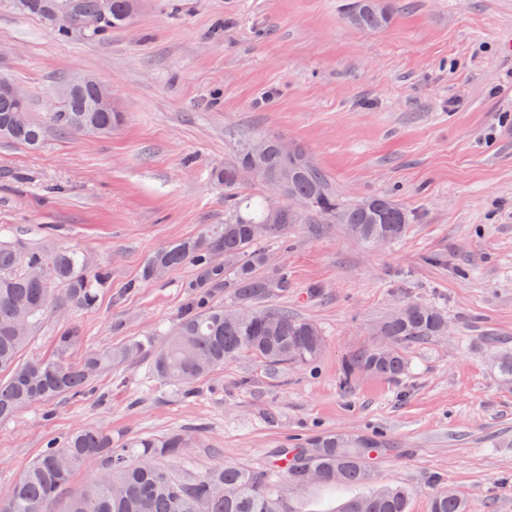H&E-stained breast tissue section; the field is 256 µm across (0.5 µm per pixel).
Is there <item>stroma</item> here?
<instances>
[{"instance_id": "1", "label": "stroma", "mask_w": 512, "mask_h": 512, "mask_svg": "<svg viewBox=\"0 0 512 512\" xmlns=\"http://www.w3.org/2000/svg\"><path fill=\"white\" fill-rule=\"evenodd\" d=\"M345 2L143 0L129 26L93 38L0 0V77L31 119L46 122L77 74L107 85L120 112L106 135L49 126L36 150L0 141V237L76 249L112 271L93 307L49 311L23 359L53 354L68 327L81 336L74 361L165 336L194 268L149 281L142 269L223 223L214 172L243 138L303 148L343 203L387 194L413 216L401 239L367 248L338 224L308 233L318 218L306 213L272 247L291 281L273 304L326 337L312 365L241 356L188 397L146 379L147 358L114 365L86 396L0 423V490L79 427L118 443L191 435L197 472L259 470L291 439L331 430L396 442L373 471L379 486L412 489L410 512H431L440 488L475 512H512V385L485 346L496 336L512 347V0H382L391 20L378 32L348 25ZM412 301L444 307L447 337L411 350L400 381L364 374L342 390L345 358ZM492 435L509 447H491Z\"/></svg>"}]
</instances>
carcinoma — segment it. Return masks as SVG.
<instances>
[{
    "label": "carcinoma",
    "instance_id": "carcinoma-1",
    "mask_svg": "<svg viewBox=\"0 0 512 512\" xmlns=\"http://www.w3.org/2000/svg\"><path fill=\"white\" fill-rule=\"evenodd\" d=\"M101 0H74L75 17L56 13L59 27L67 32L85 30L101 35L110 27L129 24L134 15L132 0H111L107 21L86 28L80 19L97 11ZM347 18L361 30L387 26L390 12L379 0H354ZM96 87L88 86L64 100L62 111L52 114L55 127L66 131L110 133L119 121L117 112L88 111ZM18 104L0 97V140L38 147L44 128L31 120L14 123ZM261 155L246 142L224 170L216 173L224 188L239 184L238 172L255 168V175L278 190L285 200L282 229L267 235L257 232L265 220L268 200L263 196H229L224 223L206 225L193 239L167 245L148 260L142 277L155 278L171 269L191 264L196 270L192 285L196 294L182 312L176 327L163 342L131 340L118 347L87 353L79 362L68 357L77 344V330L68 328L56 340V354L49 358L21 360V352L43 314L90 307L97 289L111 281L108 266L94 263L80 251L21 250L0 241V422L13 420L26 407L47 403L62 395L82 397L95 377L114 363L148 355L149 370L159 382L183 394L195 384L242 354H250L271 366H307L317 361L326 347L321 328L286 309L264 306L273 295L288 291V270L270 273L269 246L283 243L297 223L299 212L291 201H306V211L334 219L351 238L372 246L385 237L398 240L410 224L409 212L384 195L352 206H342L324 173L304 150L293 159L281 150L282 139L266 137ZM224 254L226 265L213 267V256ZM220 288L232 289L231 304L250 306L256 317L232 321L224 308L208 305V297ZM448 333V317L437 307L407 303L374 331L378 343L358 350L343 362L340 387L350 388L354 379L370 373L399 378L407 369L406 353ZM493 362L503 380L512 382V349L496 350ZM190 438L173 432L162 436H136L121 448L112 446V435L96 428L76 429L47 442L38 458L3 494L0 512H53L64 501V512H298L291 498H282L280 483L306 489L336 484L367 486L372 479L371 461L392 451L394 443L379 434L348 436L321 431L272 452L269 467L261 472L220 463L196 473L186 462ZM102 459V471L84 488L69 494L74 473L88 460ZM412 492L402 486L369 489L349 499L341 512H409ZM431 512H473L471 505L446 489L434 492Z\"/></svg>",
    "mask_w": 512,
    "mask_h": 512
}]
</instances>
